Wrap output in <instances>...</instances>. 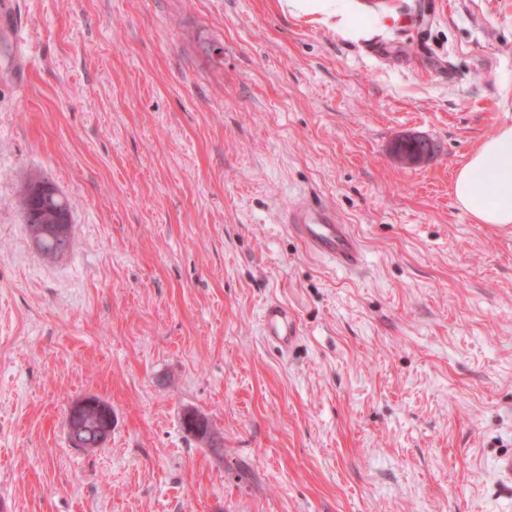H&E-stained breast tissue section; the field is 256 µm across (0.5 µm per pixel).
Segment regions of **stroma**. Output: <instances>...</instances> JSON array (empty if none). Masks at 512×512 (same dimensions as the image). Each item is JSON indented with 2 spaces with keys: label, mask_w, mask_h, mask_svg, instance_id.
I'll return each mask as SVG.
<instances>
[{
  "label": "stroma",
  "mask_w": 512,
  "mask_h": 512,
  "mask_svg": "<svg viewBox=\"0 0 512 512\" xmlns=\"http://www.w3.org/2000/svg\"><path fill=\"white\" fill-rule=\"evenodd\" d=\"M0 84V512H512V224L458 170L512 125V0H18ZM433 142L425 164L393 144ZM67 198L48 260L18 205ZM349 224L350 272L283 221ZM272 302L300 337L261 333ZM112 408L96 451L69 406ZM206 416L212 442L186 432ZM16 4L17 2L14 0H2L0 2V27L15 32L13 40H16V44L13 45L12 66L8 77L12 83V88L20 89L26 81L30 62L28 57L23 56L24 51L17 39L22 33V29L17 22ZM404 141H409L413 145L418 143L420 145L424 144L426 147L424 149H421L419 151L415 152H403L398 150V147L404 143ZM430 143L432 147L434 148L432 142H430L427 138L418 136V135H406L405 137L401 138L394 146L393 148V154L398 160L399 163L403 165H418L424 162L429 161L433 156L434 152L430 148ZM81 413H91L95 415V423L91 427L97 432L100 444L105 443L112 433V412L104 401L96 396H85L75 401L68 409L67 413V434L73 446L85 447V451H93L99 447H94L98 444L97 435L91 433L90 435L82 436L85 432V425L79 418Z\"/></svg>",
  "instance_id": "stroma-1"
}]
</instances>
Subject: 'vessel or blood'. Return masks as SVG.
<instances>
[{"instance_id": "b4317fda", "label": "vessel or blood", "mask_w": 512, "mask_h": 512, "mask_svg": "<svg viewBox=\"0 0 512 512\" xmlns=\"http://www.w3.org/2000/svg\"><path fill=\"white\" fill-rule=\"evenodd\" d=\"M29 65L21 46H14L8 74L13 88L23 86ZM285 222L310 254L328 258L345 269L361 265L363 254L356 236L350 225L342 223L332 209L305 201L288 209ZM262 330L266 341L279 350L287 352L292 349L297 325L287 308L277 303L267 305L262 315Z\"/></svg>"}]
</instances>
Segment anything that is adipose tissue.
I'll return each instance as SVG.
<instances>
[{
  "label": "adipose tissue",
  "instance_id": "adipose-tissue-1",
  "mask_svg": "<svg viewBox=\"0 0 512 512\" xmlns=\"http://www.w3.org/2000/svg\"><path fill=\"white\" fill-rule=\"evenodd\" d=\"M454 195L478 224H512V126L486 139L459 169Z\"/></svg>",
  "mask_w": 512,
  "mask_h": 512
}]
</instances>
